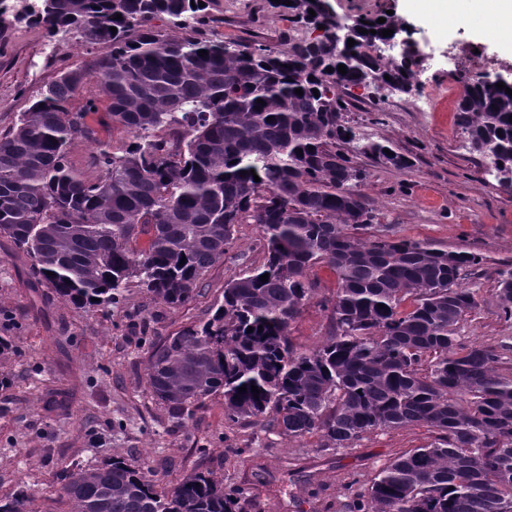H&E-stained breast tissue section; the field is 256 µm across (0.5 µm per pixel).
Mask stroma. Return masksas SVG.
Returning a JSON list of instances; mask_svg holds the SVG:
<instances>
[{"instance_id": "1", "label": "stroma", "mask_w": 512, "mask_h": 512, "mask_svg": "<svg viewBox=\"0 0 512 512\" xmlns=\"http://www.w3.org/2000/svg\"><path fill=\"white\" fill-rule=\"evenodd\" d=\"M329 4L347 19L392 13L412 28L426 55L417 91L383 99L370 88L342 89L347 124L389 142L412 162L399 169L352 155L353 166L365 173L355 191L375 215L373 233L481 255V266L462 280L478 306L454 334L462 345L495 348L512 372V318L498 298L502 275L512 272V188L487 173L456 121L463 92L458 75L471 72L479 59L488 70H511L512 42L485 40L480 19L471 16L447 28L434 25L413 13L408 0ZM208 11L212 31L225 39L279 50L308 36L270 0H210ZM110 51L107 43L89 51L72 38L51 39L28 20L14 21L0 36V132L14 126L61 68L83 67L90 54ZM450 53L457 58L453 68L447 65ZM100 82L99 74L87 73L70 107L77 111L95 101L86 121L118 147L128 135L113 126ZM234 237L185 306L168 307L132 287L118 303L84 310L34 277L28 256L0 235V337L10 342L0 352V493L22 479L36 492V512H62L57 462L98 466L118 452L146 463L163 486L196 466L222 472L225 491L247 492L249 512H355L382 467L433 441L422 426L377 430L346 448L316 435L288 440L264 417L225 422L220 396L184 425L171 421L145 385L151 349L182 326L207 320L223 300L225 282L262 263L257 225H237ZM308 277L315 291L291 325L293 342L303 349L330 336L337 288L327 264H316Z\"/></svg>"}]
</instances>
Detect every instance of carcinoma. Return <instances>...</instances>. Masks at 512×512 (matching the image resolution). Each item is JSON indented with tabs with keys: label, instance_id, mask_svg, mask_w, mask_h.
<instances>
[{
	"label": "carcinoma",
	"instance_id": "cac0c4a2",
	"mask_svg": "<svg viewBox=\"0 0 512 512\" xmlns=\"http://www.w3.org/2000/svg\"><path fill=\"white\" fill-rule=\"evenodd\" d=\"M202 2L52 0L32 16L51 38L111 43L88 67L101 75L112 125L130 138L115 147L86 112L71 111L84 72L61 69L0 133V235L77 308L109 304L132 282L178 308L231 248L235 226L257 225L262 264L224 283V302L210 318L181 327L151 353L152 399L183 424L221 395L228 423L269 416L287 439L315 433L336 448L378 429L425 426L436 440L384 466L358 507L512 512V377L494 348L464 347L454 336L477 307L462 273L481 257L426 240L356 235L375 215L352 189L364 174L344 147L400 169L411 161L346 125L336 86L380 83L411 93L416 53L372 52L385 41L381 30L395 39L406 27L392 18L350 23L326 0H292L289 19L309 36L274 50L205 36ZM162 15L181 36L152 25ZM333 29L341 39L330 37ZM462 80L458 126L512 167V96L479 72ZM79 138L94 145L93 180L68 164ZM319 262L338 280L336 333L303 351L290 326L312 297L307 273ZM499 301L512 317V274L500 281ZM57 475L66 512H248L246 499L224 494V475L210 469L160 488L150 469L115 453L92 468L63 460ZM34 501L20 484L0 497V512H27Z\"/></svg>",
	"mask_w": 512,
	"mask_h": 512
}]
</instances>
